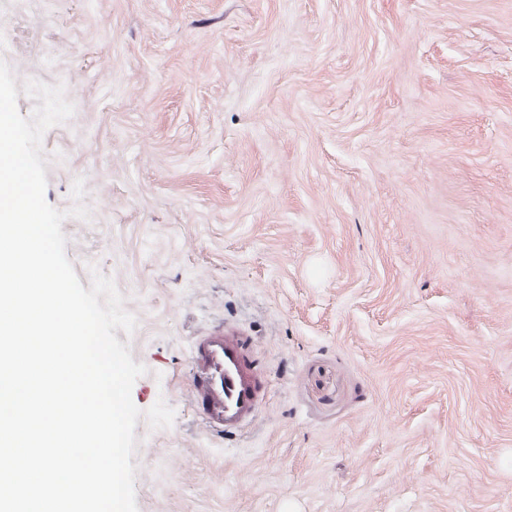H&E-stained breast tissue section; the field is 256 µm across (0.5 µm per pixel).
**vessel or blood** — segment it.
<instances>
[{"mask_svg":"<svg viewBox=\"0 0 512 512\" xmlns=\"http://www.w3.org/2000/svg\"><path fill=\"white\" fill-rule=\"evenodd\" d=\"M190 360L192 392L210 434H233L257 418L265 382L250 358L247 334L226 326L211 329L196 339Z\"/></svg>","mask_w":512,"mask_h":512,"instance_id":"1","label":"vessel or blood"}]
</instances>
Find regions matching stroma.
I'll list each match as a JSON object with an SVG mask.
<instances>
[{
  "label": "stroma",
  "instance_id": "1",
  "mask_svg": "<svg viewBox=\"0 0 512 512\" xmlns=\"http://www.w3.org/2000/svg\"><path fill=\"white\" fill-rule=\"evenodd\" d=\"M46 199L138 325V512H512V0H0ZM272 379L207 433L189 352Z\"/></svg>",
  "mask_w": 512,
  "mask_h": 512
}]
</instances>
